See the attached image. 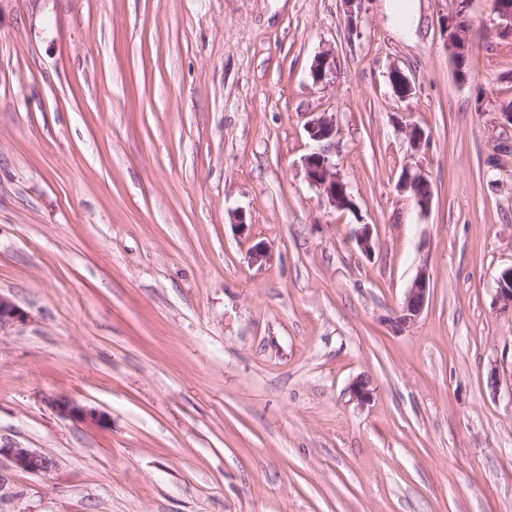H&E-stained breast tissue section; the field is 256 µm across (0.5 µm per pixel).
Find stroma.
Instances as JSON below:
<instances>
[{
  "label": "stroma",
  "mask_w": 512,
  "mask_h": 512,
  "mask_svg": "<svg viewBox=\"0 0 512 512\" xmlns=\"http://www.w3.org/2000/svg\"><path fill=\"white\" fill-rule=\"evenodd\" d=\"M416 4L405 32L387 0L353 31L343 0H0V294L26 314L0 337V445L57 463L0 459V512H512V154L489 163L512 38L471 0L457 82L455 0ZM316 112L356 211L305 179ZM470 2V0H457L456 11L443 18L442 22V31L443 35L446 36L447 51L453 65L454 75L456 68L452 61L453 55L455 53H469V46L471 45V35L468 24H460V17L466 14ZM451 32L455 34V44H452V42L448 40V34ZM418 183H424L427 185L428 194L424 196L416 191L412 198L415 201V205L420 213L426 214L429 211L431 205V187L429 181L421 172H412L411 169H406L399 180L398 187L401 192H409L411 188ZM413 190L421 191L422 187L419 184L414 187ZM429 273L427 267H421L398 315L391 321L393 328L401 332L410 327L423 311L429 296ZM52 412L60 419L93 426H104L108 415L96 408L83 405L67 395H58L46 401ZM6 458L16 470L42 474L56 468V462L47 454L17 446H1L0 458Z\"/></svg>",
  "instance_id": "35a3bbf8"
}]
</instances>
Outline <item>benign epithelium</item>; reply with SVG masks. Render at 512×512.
Listing matches in <instances>:
<instances>
[{"instance_id":"obj_1","label":"benign epithelium","mask_w":512,"mask_h":512,"mask_svg":"<svg viewBox=\"0 0 512 512\" xmlns=\"http://www.w3.org/2000/svg\"><path fill=\"white\" fill-rule=\"evenodd\" d=\"M470 0H457L456 11L443 18V35L455 34V42H447L449 55L468 53L471 45L469 26L460 23L465 15ZM500 20L499 35L512 36V0H500L496 10ZM332 72V55L325 52L317 58L312 69L315 82L323 81ZM390 78L395 81V89L404 98L412 91L409 77L400 69L394 68ZM305 132L314 148L302 159V166L308 183L315 187L326 205L337 210L355 208L350 186L336 163V121L326 112L313 113L305 123ZM419 183L429 184L420 172L406 170L399 180V190L408 192ZM429 296V273L427 267L419 269L404 301L393 319V328L401 332L410 327L423 311ZM497 302L500 311L512 314V268L503 271L498 279ZM25 320V313L9 297L0 294V335H4L15 324ZM349 392L360 404H366L373 398L370 381L358 378L352 382ZM47 405L60 419L93 426H103L108 422V415L96 408L83 405L67 395L53 396L47 399ZM7 459L13 468L33 474L48 473L56 468V462L47 454L17 446H1L0 458Z\"/></svg>"}]
</instances>
